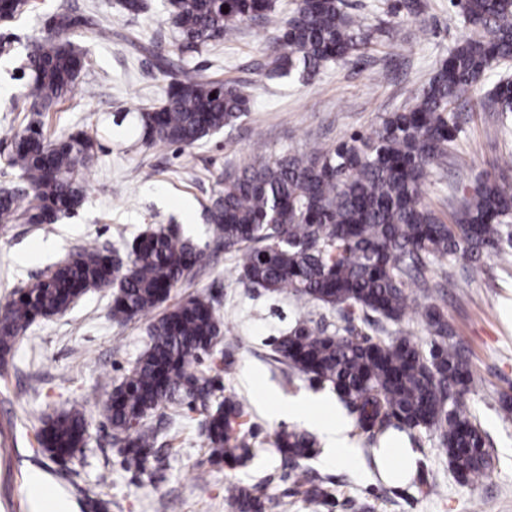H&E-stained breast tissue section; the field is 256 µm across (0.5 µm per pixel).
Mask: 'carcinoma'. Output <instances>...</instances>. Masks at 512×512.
Wrapping results in <instances>:
<instances>
[{
	"label": "carcinoma",
	"instance_id": "cac0c4a2",
	"mask_svg": "<svg viewBox=\"0 0 512 512\" xmlns=\"http://www.w3.org/2000/svg\"><path fill=\"white\" fill-rule=\"evenodd\" d=\"M170 5L180 55L219 44L239 25L260 20L270 29L274 71L290 79L313 77L330 63L358 57L384 34L348 13L345 0H295L286 19L277 17L275 0ZM30 8V0H0V9L13 18ZM458 12L469 36L408 107L390 113L368 135L356 133L303 154L255 155L224 179L207 214L242 279L343 315V326L298 320L277 342L274 362L329 385L370 443L394 430L434 432L457 478L467 484L494 464L486 433L464 403L480 379L462 351L448 343L440 309L414 304L406 292L443 263L463 260L472 279L483 272L486 257L512 264V189L487 178L446 220L424 199L432 169L459 133L454 105L469 98L495 65L512 60V0H462ZM78 33L110 35L95 15L59 6L47 35L27 54L22 104L46 112L91 94L81 81L88 53L75 41ZM493 99L508 122L512 80L498 83ZM249 110L250 95L238 83L184 63L164 88L161 105L138 111L140 140L191 147L233 128ZM9 138L10 164L19 168L22 186L0 191V224H55L74 213L84 200L85 169L97 136H46L30 124ZM201 261L193 242L171 226L141 234L123 256H108L88 242L7 301L0 311V351H9L37 320L63 315L82 296L114 285L112 317L146 316L173 288L192 280ZM411 308L435 337L427 351L399 327ZM384 321L396 329L382 337ZM223 337L212 301L203 294L187 296L154 319L148 350L98 406L132 459H146L157 440L148 416L186 399L207 412L213 463L236 467L252 459L244 401L228 395L210 407L213 378L195 367ZM87 436L85 411L72 408L42 423L38 443L59 460L75 456ZM275 446L297 469L312 455L314 439L283 431ZM226 492L236 512H265L254 487L233 483Z\"/></svg>",
	"mask_w": 512,
	"mask_h": 512
}]
</instances>
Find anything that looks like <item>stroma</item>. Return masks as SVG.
Instances as JSON below:
<instances>
[{
    "label": "stroma",
    "mask_w": 512,
    "mask_h": 512,
    "mask_svg": "<svg viewBox=\"0 0 512 512\" xmlns=\"http://www.w3.org/2000/svg\"><path fill=\"white\" fill-rule=\"evenodd\" d=\"M146 13L123 14L118 0H33L21 18L0 24L14 39L11 58L0 56V130L20 129L40 120L48 135L98 132L101 144L86 170V196L76 213L48 230L28 224L0 229V306L14 289L54 269L86 241L104 249L118 234L132 238L160 226H175L203 252L191 283L171 290L176 304L190 294L210 295L232 347L230 371L219 357H203L200 370H213L214 398L234 394L251 405L246 426L256 457L242 467L213 464L202 433L201 407L158 409L152 422L173 420L143 465L131 462L113 440L112 427L96 401L106 399L149 346L152 316L129 322L112 319L111 291L82 297L67 313L31 325L0 353V512H41L44 502L63 512H235L225 487H257L266 512H512V419L500 406L512 393V265L484 260L476 280L460 268L427 272L443 283L435 302L448 320L452 343L464 348L482 379L466 406L487 433L494 468L473 483L461 484L436 435L413 431L410 447L420 455L417 473L404 484L384 480L373 465L374 448L366 434L349 427L354 459L336 462L317 446L307 467L314 483L327 487L330 503L311 509L300 492L299 471L285 466L274 446L278 432L305 429L288 418L291 400L333 398V391L306 376L289 375L274 363L276 340L288 332L301 311L338 322L321 304L300 308L283 295L241 281L235 262L214 247V231L204 209L224 174L240 169L262 144L267 155L303 153L314 144H335L354 132L371 133L386 114L407 107L468 30L449 0H421L422 8L400 21L399 0H345L347 11L372 26L390 29L362 57L328 64L314 79L294 81L274 75L265 51L268 31L259 22L241 25L223 44L194 55L192 63L210 74L239 82L251 95V110L225 129L190 148L139 140L137 112L160 105L168 79L157 54L171 55L175 34L168 0H146ZM96 14L112 28L108 40L84 39L87 80L92 97L75 98L50 112L14 111L24 90L28 45L47 33L59 4ZM154 44L139 52L134 42ZM504 176L512 185V131H497L491 105L462 108L460 132L442 168L434 170L426 201L448 214L465 192L486 174ZM84 405L88 441L73 459H52L37 432L48 416Z\"/></svg>",
    "instance_id": "obj_1"
}]
</instances>
